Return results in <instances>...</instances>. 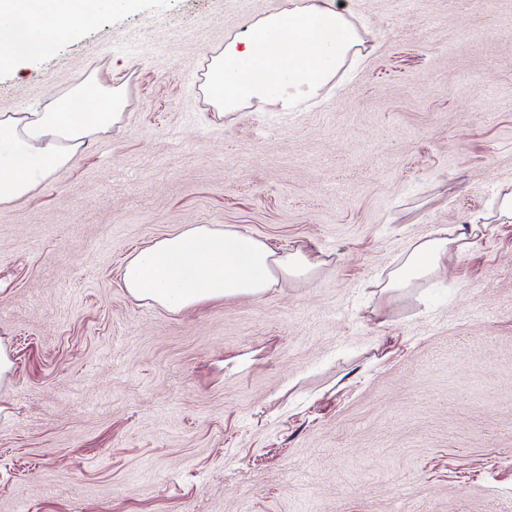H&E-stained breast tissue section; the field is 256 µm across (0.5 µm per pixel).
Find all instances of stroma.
<instances>
[{
	"label": "stroma",
	"mask_w": 512,
	"mask_h": 512,
	"mask_svg": "<svg viewBox=\"0 0 512 512\" xmlns=\"http://www.w3.org/2000/svg\"><path fill=\"white\" fill-rule=\"evenodd\" d=\"M305 0H130L0 68V113L89 76L117 121L0 204V512H512V223L419 287L408 244L512 189V0H345L315 95L218 112L196 74ZM232 224L308 277L174 314L134 251Z\"/></svg>",
	"instance_id": "1"
}]
</instances>
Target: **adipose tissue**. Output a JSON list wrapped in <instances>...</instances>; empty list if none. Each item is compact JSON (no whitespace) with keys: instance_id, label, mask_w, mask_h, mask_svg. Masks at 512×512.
<instances>
[{"instance_id":"obj_1","label":"adipose tissue","mask_w":512,"mask_h":512,"mask_svg":"<svg viewBox=\"0 0 512 512\" xmlns=\"http://www.w3.org/2000/svg\"><path fill=\"white\" fill-rule=\"evenodd\" d=\"M102 0H0V64L11 66L52 54L57 44L86 27ZM356 42L339 0H310L253 22L213 57L206 75L217 110L253 99L290 103L311 95L337 70ZM103 107L89 109L93 100ZM123 106L121 91L91 77L43 112L0 113V203L30 194L66 166L89 139L107 131ZM463 233L441 228L409 244L383 284L408 288L440 270L449 251L464 252ZM306 250L273 252L265 242L234 226L190 224L132 253L122 271L127 292L181 312L206 302L259 298L279 278L315 271Z\"/></svg>"}]
</instances>
